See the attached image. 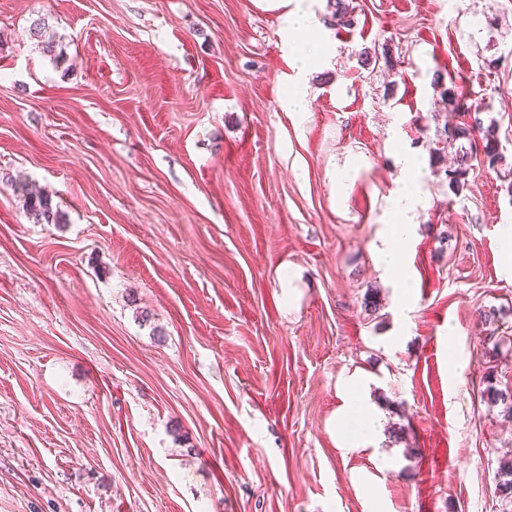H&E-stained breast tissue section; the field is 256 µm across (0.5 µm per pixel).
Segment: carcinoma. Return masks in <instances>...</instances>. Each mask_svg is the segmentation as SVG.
<instances>
[{
  "label": "carcinoma",
  "mask_w": 512,
  "mask_h": 512,
  "mask_svg": "<svg viewBox=\"0 0 512 512\" xmlns=\"http://www.w3.org/2000/svg\"><path fill=\"white\" fill-rule=\"evenodd\" d=\"M329 7L333 8L332 16L343 25H349L352 22V6L349 0H328ZM30 36L37 41V46L42 53L53 58L56 61L64 59V51L56 37L50 33L48 22L43 18L33 20L30 25ZM467 110L473 111L470 121L455 125L453 127L443 126L439 130V144L433 155V164L437 165L442 160L441 153L445 149L452 147L461 139L469 141V148L458 150L456 156L457 168L446 174L449 183L460 184V179L464 176L471 166V161L480 157L488 166L495 168L502 161L501 153L498 150V138L496 127L492 124L484 125L480 117V111L472 107ZM16 194L23 198V206L29 219L37 224H59L63 220V213L54 205L50 195L45 193H35L29 189L28 184L23 180L14 182ZM488 403L504 404L503 412L512 415V394L497 389L490 385L486 389ZM499 491L503 500L512 503V461L505 462L499 470Z\"/></svg>",
  "instance_id": "cac0c4a2"
}]
</instances>
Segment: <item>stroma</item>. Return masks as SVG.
I'll return each instance as SVG.
<instances>
[{
  "label": "stroma",
  "instance_id": "35a3bbf8",
  "mask_svg": "<svg viewBox=\"0 0 512 512\" xmlns=\"http://www.w3.org/2000/svg\"><path fill=\"white\" fill-rule=\"evenodd\" d=\"M309 4L300 77L266 0H0V512H512V0ZM439 74L503 154L457 190ZM30 36L37 41L42 53L53 58L56 62L64 59V51L56 37L50 33V27L45 18L33 20L30 25ZM16 194L23 198V206L29 219L37 224H60L63 220V213L54 205L49 194L35 193L29 189L28 184L23 180L14 182ZM410 224L398 221L388 224L389 231L379 251V257L386 268L399 279L404 288H408L406 276V264L403 254L397 249L398 240L407 233ZM344 409L346 414L353 416V420L358 425V434L356 437L348 442L350 448H358L362 442L364 433L370 432L373 429L375 418L371 411L361 398L356 387H353L345 400Z\"/></svg>",
  "mask_w": 512,
  "mask_h": 512
}]
</instances>
